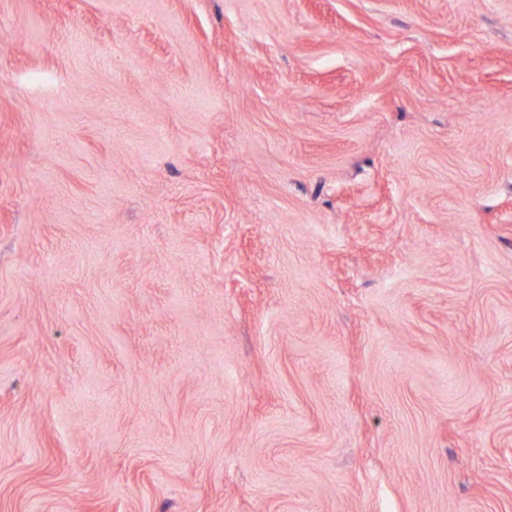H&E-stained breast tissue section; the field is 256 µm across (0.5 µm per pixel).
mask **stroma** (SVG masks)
Segmentation results:
<instances>
[{
  "label": "stroma",
  "mask_w": 512,
  "mask_h": 512,
  "mask_svg": "<svg viewBox=\"0 0 512 512\" xmlns=\"http://www.w3.org/2000/svg\"><path fill=\"white\" fill-rule=\"evenodd\" d=\"M0 512H512V0H0Z\"/></svg>",
  "instance_id": "stroma-1"
}]
</instances>
